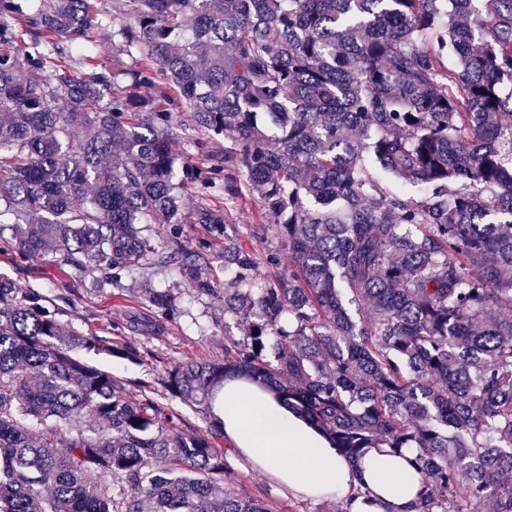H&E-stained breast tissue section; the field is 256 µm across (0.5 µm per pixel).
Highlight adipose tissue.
Masks as SVG:
<instances>
[{
	"label": "adipose tissue",
	"instance_id": "1",
	"mask_svg": "<svg viewBox=\"0 0 512 512\" xmlns=\"http://www.w3.org/2000/svg\"><path fill=\"white\" fill-rule=\"evenodd\" d=\"M212 412L229 448L294 495L339 500L347 512H416L422 476L389 449L350 460L272 394L241 379L225 381Z\"/></svg>",
	"mask_w": 512,
	"mask_h": 512
}]
</instances>
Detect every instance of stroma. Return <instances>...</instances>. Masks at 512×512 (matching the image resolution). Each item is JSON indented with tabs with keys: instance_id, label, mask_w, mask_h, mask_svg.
Listing matches in <instances>:
<instances>
[{
	"instance_id": "obj_1",
	"label": "stroma",
	"mask_w": 512,
	"mask_h": 512,
	"mask_svg": "<svg viewBox=\"0 0 512 512\" xmlns=\"http://www.w3.org/2000/svg\"><path fill=\"white\" fill-rule=\"evenodd\" d=\"M221 216L225 230L221 236L212 233L210 225L192 219L178 226L188 248L203 242L208 245V274L214 289L205 295L192 291L173 263L126 274L115 282L98 270L58 265L52 253L29 259L14 247L0 243V277L40 293L71 328L87 336L121 340L127 347L126 354L112 357L85 353L86 361L122 381L131 400L149 398L162 404L182 431L212 434L219 447L224 437L217 434L208 406L172 397L166 373L185 361L222 360L225 344L232 339L243 340L249 332L248 319H224V283L229 278L224 267L225 237L240 240L255 253L256 278L272 277L273 268L265 260L269 252H277L280 265L288 263L287 251L280 249L267 229L272 219L261 216L255 193H247L238 206L223 209ZM154 288L171 293L176 303L174 313L159 325L154 322L155 312L149 301ZM224 463L228 471L226 489L264 501L270 512H345L344 504L334 499L315 501L293 496L233 453H225Z\"/></svg>"
}]
</instances>
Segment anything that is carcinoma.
<instances>
[{
    "mask_svg": "<svg viewBox=\"0 0 512 512\" xmlns=\"http://www.w3.org/2000/svg\"><path fill=\"white\" fill-rule=\"evenodd\" d=\"M476 2L0 0V225L31 259L115 281L174 261L209 293L206 244L176 225L221 223V187L226 203L256 190L288 266L270 253L258 281L224 239V316L252 317L249 337L168 369L171 395L210 404L244 375L352 460L407 455L417 512H512V0ZM109 26L134 58L123 84L90 54ZM161 79L224 137L194 144L202 169L171 150ZM148 224L170 226L161 247ZM151 302L172 311L166 291ZM84 350L123 344L0 278V512H269L223 492L224 449L128 400Z\"/></svg>",
    "mask_w": 512,
    "mask_h": 512,
    "instance_id": "obj_1",
    "label": "carcinoma"
}]
</instances>
